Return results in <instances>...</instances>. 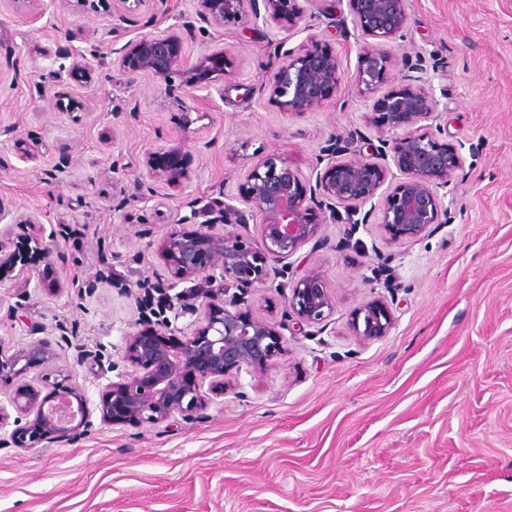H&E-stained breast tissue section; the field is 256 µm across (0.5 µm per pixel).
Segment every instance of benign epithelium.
<instances>
[{
  "label": "benign epithelium",
  "mask_w": 512,
  "mask_h": 512,
  "mask_svg": "<svg viewBox=\"0 0 512 512\" xmlns=\"http://www.w3.org/2000/svg\"><path fill=\"white\" fill-rule=\"evenodd\" d=\"M116 0H59L63 11L108 9L107 35L129 22ZM255 16L271 19L287 30L309 29L307 0H193V11L182 15L177 28L137 35L119 48L112 65L132 83L150 75L161 83L177 78L188 88L202 84L224 85L235 74L234 60L221 40L190 62L186 58L182 32L198 24L217 30L234 27L246 16L245 3ZM354 28L372 47L359 55L349 72L341 67L335 47L316 33L297 49L277 43V65L264 89L280 112L292 117L313 112L336 98L342 86L369 102L376 127L371 138L359 130L347 135L330 134L320 154L304 175L288 159L258 155L244 172L238 186L236 206L228 195L205 200H185L192 225L175 231L157 243L164 273L145 288L147 296L158 293L164 300L158 310L146 307L125 334L118 360L112 362L116 380L100 393L101 420L113 426H155L172 417L186 421L204 417L210 402L231 389V379L241 372L257 374L274 366L286 353L282 330L303 333L307 328L320 334L327 329L335 300L324 276L316 270L291 271L289 259L304 245H323L322 224L336 219V207L345 209L352 230L369 222L379 212L385 236L391 241H418L433 226L448 223V209L440 191L448 188L465 159L457 145L433 128L438 101L428 88L430 80L393 84L394 58L388 45L409 27L412 0H346ZM55 56L73 59L52 71L53 82L92 81L88 58L101 54V41L92 40L85 50L73 45L74 34L66 25L54 28ZM137 101L115 96L112 115L136 119ZM367 145L368 154L354 157L350 145ZM184 144L148 149L131 187L119 191L114 209L146 203L158 197L165 185L179 192L191 180L184 163ZM396 168L399 178L388 190L382 187ZM261 217L258 235L249 233L250 218ZM13 223L27 224L30 242L37 252L51 253L43 237L38 214L21 213ZM50 296L60 294L64 284L48 261L41 268L4 249L0 238V285L25 289L32 278ZM285 279L280 322H271L249 309L252 292L277 279ZM186 283L188 287L178 288ZM190 315L185 328L174 321ZM396 323L394 300L374 295L352 313L349 327L362 342L390 335ZM52 350L37 342L5 355L0 351V382L10 386L9 404L0 405V448H48L67 445L91 425L92 411L83 389L76 383H37L26 380L34 368L49 363Z\"/></svg>",
  "instance_id": "benign-epithelium-1"
}]
</instances>
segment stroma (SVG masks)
I'll return each mask as SVG.
<instances>
[{
    "label": "stroma",
    "mask_w": 512,
    "mask_h": 512,
    "mask_svg": "<svg viewBox=\"0 0 512 512\" xmlns=\"http://www.w3.org/2000/svg\"><path fill=\"white\" fill-rule=\"evenodd\" d=\"M43 8L34 31L14 0H0V74L18 60L32 81L44 80L59 66L55 25L81 38L107 26L99 14H59L54 0ZM307 21L311 31H286L249 14L229 30L184 34L192 59L217 37L230 49L236 75L220 90L147 76L130 83L108 63L94 85H55L43 99L23 82L0 85V126L16 129L0 144V208L68 227L55 261L62 294L29 286L23 317L12 321L4 309L16 298L0 289L1 350L47 343L54 356L44 373L79 383L98 405L109 360L140 316V287L162 267L156 245L186 213L178 194L104 209L114 157L130 178L145 150L184 142L186 192L233 197L257 155L307 173L330 133L374 136L368 106L348 89L293 117L262 93L276 65L271 42L297 48L316 33L350 71L368 46L345 0H309ZM390 51L394 79L415 77L408 63L419 56L439 68L438 122L465 157L444 199L451 221L415 242L387 240L375 216L355 231L327 222L324 246H303L296 259L325 278L335 300L329 326L286 335L278 364L241 375L248 403L229 391L194 422L97 419L64 447L2 448L0 512H512V0H413L411 24ZM63 92L82 101L78 118L53 108ZM116 95L138 100L137 120L112 119ZM64 152L72 173L49 187L44 172ZM383 257L387 281L371 276ZM74 279L94 291L77 295ZM374 292L394 297L396 323L364 344L348 322ZM60 324L73 330L65 345ZM81 346L103 350L104 360L78 363Z\"/></svg>",
    "instance_id": "obj_1"
}]
</instances>
